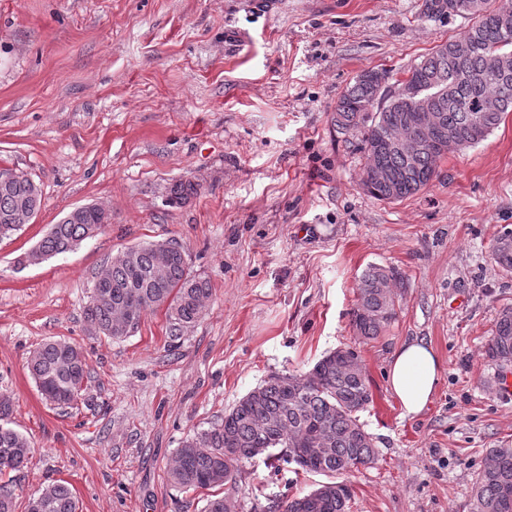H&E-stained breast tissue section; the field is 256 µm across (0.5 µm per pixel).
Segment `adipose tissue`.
I'll return each instance as SVG.
<instances>
[{
    "label": "adipose tissue",
    "mask_w": 512,
    "mask_h": 512,
    "mask_svg": "<svg viewBox=\"0 0 512 512\" xmlns=\"http://www.w3.org/2000/svg\"><path fill=\"white\" fill-rule=\"evenodd\" d=\"M440 363L429 343L414 339L394 352L387 371V384L404 415H419L429 404L439 382Z\"/></svg>",
    "instance_id": "obj_1"
}]
</instances>
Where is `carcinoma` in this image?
I'll use <instances>...</instances> for the list:
<instances>
[{
  "label": "carcinoma",
  "instance_id": "1",
  "mask_svg": "<svg viewBox=\"0 0 512 512\" xmlns=\"http://www.w3.org/2000/svg\"><path fill=\"white\" fill-rule=\"evenodd\" d=\"M465 16L470 25L437 46L405 70L420 82L433 112L446 128L460 134L458 150L481 143L512 112V0H423L421 14ZM389 71L361 73L340 95L332 121L345 132L363 133L365 168L378 166L396 179L394 185L362 181L380 201H400L426 189L438 177L439 154L429 147L408 158L396 148L380 147L387 130L402 124L401 106L385 98ZM385 100L383 109L377 103ZM29 182L0 184V218L24 201H31ZM95 211L78 220L62 219L31 249L46 260L73 250L97 224ZM494 261L512 269V231L500 233L492 248ZM396 273L370 266L356 288L351 311L354 332L364 341L384 335L396 319V295L390 288ZM107 288L92 287L85 308L91 330L111 339L128 336L144 315L164 311L171 340L182 338L202 316L212 295L207 280L190 274L186 251L174 252L160 264V244L136 245L132 254L112 258ZM486 353L493 359L512 356V308L500 313ZM351 362L331 352L318 360L305 393L294 392L299 373L272 374L249 391L207 429L188 435L177 449L170 469L172 482L183 491L237 484L239 465L257 457L259 448H286L285 462L294 472L346 475L372 464L377 450L372 436L359 423L357 412L371 401L370 382L361 360L346 350ZM27 367L43 397L58 408L77 404L88 377L83 351L65 339L45 342L29 355ZM12 399L0 392V475L19 471L33 456L29 440L8 427ZM317 487L281 503L283 512H346L351 491L320 495ZM25 512H80L79 500L65 482L38 489ZM471 512H512V448H492L474 483Z\"/></svg>",
  "mask_w": 512,
  "mask_h": 512
}]
</instances>
